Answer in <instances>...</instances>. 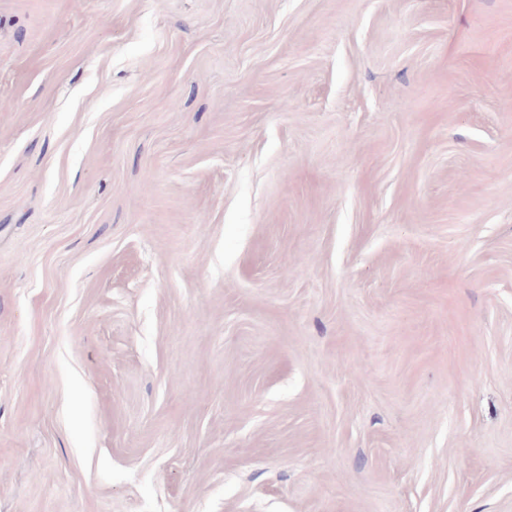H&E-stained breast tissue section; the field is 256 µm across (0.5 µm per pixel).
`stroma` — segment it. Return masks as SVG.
<instances>
[{"mask_svg": "<svg viewBox=\"0 0 512 512\" xmlns=\"http://www.w3.org/2000/svg\"><path fill=\"white\" fill-rule=\"evenodd\" d=\"M0 512H512V0H0Z\"/></svg>", "mask_w": 512, "mask_h": 512, "instance_id": "35a3bbf8", "label": "stroma"}]
</instances>
